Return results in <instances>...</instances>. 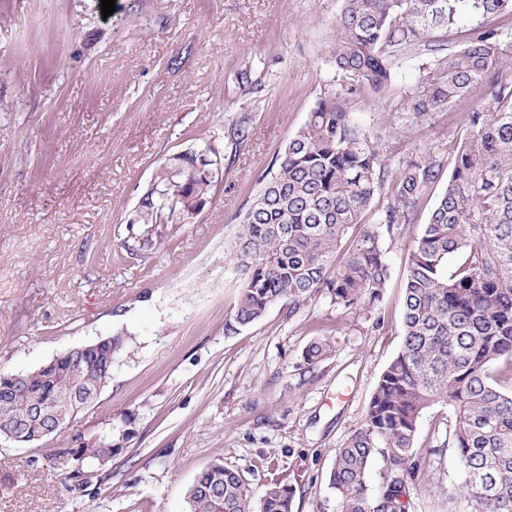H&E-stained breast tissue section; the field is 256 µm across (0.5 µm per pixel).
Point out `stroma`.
<instances>
[{"label": "stroma", "instance_id": "35a3bbf8", "mask_svg": "<svg viewBox=\"0 0 512 512\" xmlns=\"http://www.w3.org/2000/svg\"><path fill=\"white\" fill-rule=\"evenodd\" d=\"M100 3L0 0V371L124 339L109 384L60 433L0 438V512H189L187 489L217 459L253 500L279 478L292 512H338L327 477L399 350L406 254L445 185L384 239L392 277L378 311L317 295L229 330L228 250L261 176L340 88L329 49L343 2L115 0L107 17ZM423 61L392 57L390 82L360 85L353 111H391ZM485 93L414 124L391 169L446 157ZM205 143L223 164L204 203L134 223L159 166ZM320 338L333 351L308 366ZM447 422L439 403L420 419L415 512H448L458 461L432 450ZM107 434L111 478L72 481L70 450Z\"/></svg>", "mask_w": 512, "mask_h": 512}]
</instances>
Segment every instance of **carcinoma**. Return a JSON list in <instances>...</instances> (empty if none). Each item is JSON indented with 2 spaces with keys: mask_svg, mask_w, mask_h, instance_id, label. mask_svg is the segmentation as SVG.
Segmentation results:
<instances>
[{
  "mask_svg": "<svg viewBox=\"0 0 512 512\" xmlns=\"http://www.w3.org/2000/svg\"><path fill=\"white\" fill-rule=\"evenodd\" d=\"M512 16V0H344L329 54L346 88L309 114L289 140L243 214L229 257L240 279L233 326L245 327L280 301L298 304L324 294L347 308L382 300L391 264L382 238L409 224L428 191L448 174L428 222L408 249L402 340L369 400L363 426L336 451L328 489L339 512H410L419 470L417 432L423 413L448 407V438L460 478L451 512H512V45L485 19ZM466 26L460 48L443 52L431 40ZM410 46L426 51L425 76L374 126L352 112L357 85L381 88L389 58ZM476 85L489 93L467 114L451 148L450 170L430 155L394 173L388 141L410 123L465 98ZM221 158L209 145L182 152L161 167L141 197L139 224H156L171 205L203 202L212 179L194 174ZM389 202L375 223L356 229L382 190ZM454 264H449V259ZM122 338L91 350L72 348L32 371L0 373V436L46 438L30 404H48L66 420L112 378ZM332 353L316 340L303 351L315 367ZM112 434L75 453L70 478L112 458ZM381 457L376 487L369 468ZM190 512H292L293 489L270 483L254 507L239 471L215 461L186 493Z\"/></svg>",
  "mask_w": 512,
  "mask_h": 512,
  "instance_id": "cac0c4a2",
  "label": "carcinoma"
}]
</instances>
